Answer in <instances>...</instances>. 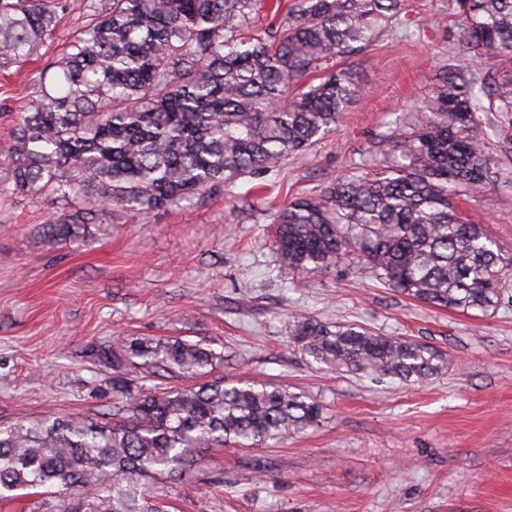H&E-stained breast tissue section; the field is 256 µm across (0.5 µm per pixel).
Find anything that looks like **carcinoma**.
<instances>
[{
  "label": "carcinoma",
  "mask_w": 512,
  "mask_h": 512,
  "mask_svg": "<svg viewBox=\"0 0 512 512\" xmlns=\"http://www.w3.org/2000/svg\"><path fill=\"white\" fill-rule=\"evenodd\" d=\"M94 21L44 64L16 113L0 199L31 193L142 215L215 183L270 172L309 151L362 95L332 61L390 30L411 33L410 0H82ZM63 0H0V71L41 58ZM464 63H448L372 158L274 213V246L300 274L363 265L393 291L463 313L496 310L512 290V253L453 198L477 200L512 173V0H454ZM268 23L250 32L254 18ZM499 123L483 130L481 113ZM94 211L63 213L64 240ZM293 344L336 370L426 382L446 354L357 324L288 321ZM223 360L181 338L137 339L102 362L116 377L112 415L0 425V500L92 483L57 512H165L144 480L192 465L199 448H258L320 422L317 401L270 383L132 391L138 365L180 379Z\"/></svg>",
  "instance_id": "1"
}]
</instances>
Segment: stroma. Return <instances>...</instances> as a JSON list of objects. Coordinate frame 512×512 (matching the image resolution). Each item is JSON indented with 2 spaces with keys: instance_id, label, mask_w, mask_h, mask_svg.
I'll return each mask as SVG.
<instances>
[{
  "instance_id": "obj_1",
  "label": "stroma",
  "mask_w": 512,
  "mask_h": 512,
  "mask_svg": "<svg viewBox=\"0 0 512 512\" xmlns=\"http://www.w3.org/2000/svg\"><path fill=\"white\" fill-rule=\"evenodd\" d=\"M448 4L417 0L415 36L387 32L349 57L362 97L335 133L276 171L146 217L96 207L66 241L43 231L63 211L52 198L0 201V423L111 412L99 350L179 337L222 355L206 381L284 385L324 412L269 446L204 448L192 469L154 475L169 512H512V303L484 316L438 310L365 268L293 273L271 243L280 206L368 160L431 89L457 43ZM91 21L75 2L61 12L45 58ZM40 69L0 76L1 176ZM458 206L512 250V180ZM293 316L409 337L446 353L448 368L422 384L330 369L289 343Z\"/></svg>"
}]
</instances>
